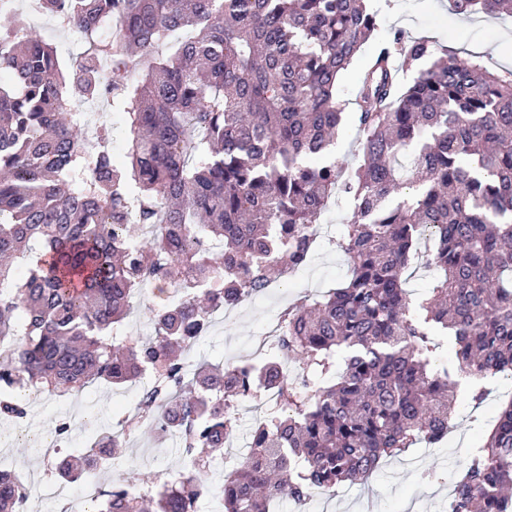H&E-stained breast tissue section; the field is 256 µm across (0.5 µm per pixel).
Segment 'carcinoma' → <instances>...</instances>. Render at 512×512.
I'll use <instances>...</instances> for the list:
<instances>
[{
    "label": "carcinoma",
    "instance_id": "carcinoma-1",
    "mask_svg": "<svg viewBox=\"0 0 512 512\" xmlns=\"http://www.w3.org/2000/svg\"><path fill=\"white\" fill-rule=\"evenodd\" d=\"M458 13L512 17V0H450ZM77 36L63 65L14 0L0 28V420H23L20 389L73 394L155 372L135 415L54 466L73 483L107 468L141 424L202 462L235 435L236 404L275 395L221 489L224 512H272L285 498L355 483L383 458L440 441L456 403L512 373V70L491 71L398 32L379 46L353 113L358 165L324 160L343 119L341 74L377 29L367 0H40ZM122 27L110 39L98 21ZM395 54L426 59L408 85ZM79 102L126 120V163L89 159ZM405 192L402 202L390 198ZM352 215L331 245L350 265L321 300L281 316L268 359L188 371L182 353L213 312L304 269L327 202ZM436 272L413 304V260ZM148 283L178 303L150 309L155 334L122 321ZM457 364L431 367L432 331ZM345 367L331 374L333 359ZM295 362V373L286 363ZM460 375L471 380L459 393ZM101 488L98 512H196L211 493L180 471L132 496ZM0 473V512H24ZM446 512H512V401L462 465Z\"/></svg>",
    "mask_w": 512,
    "mask_h": 512
}]
</instances>
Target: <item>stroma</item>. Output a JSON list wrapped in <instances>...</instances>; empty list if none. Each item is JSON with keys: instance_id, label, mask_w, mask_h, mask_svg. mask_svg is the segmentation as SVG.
I'll use <instances>...</instances> for the list:
<instances>
[{"instance_id": "stroma-1", "label": "stroma", "mask_w": 512, "mask_h": 512, "mask_svg": "<svg viewBox=\"0 0 512 512\" xmlns=\"http://www.w3.org/2000/svg\"><path fill=\"white\" fill-rule=\"evenodd\" d=\"M372 9L378 15V35L361 47L343 73L340 100H354L359 79L380 39L397 30L412 38L431 40L435 47L448 48L463 59L480 57L490 69L512 70V18L483 14L466 18L450 8L449 0H373ZM348 274L345 258L331 247H323L313 254L295 283L272 289L262 301L247 300L229 308L223 321L212 325L189 352L188 361L198 364L250 360L267 323L277 319L298 296L321 298ZM484 384L489 390L484 402L476 408L460 406L455 427L445 441L415 445L399 456L385 459L367 481L317 494L311 503L313 512H445L457 463L469 449L479 446L481 426L492 422L502 404L512 398L511 376L498 374L486 378ZM134 400V387L114 389L103 384L90 385L67 398L47 393L33 395L27 430L0 421V432L8 436L0 445V457L8 458L18 469L34 472L42 484H53L37 445L53 433L56 422L70 420L69 445L79 448L87 438L122 419ZM183 466L177 439L160 436L147 427L131 436L104 480L121 481L136 472L142 485L150 486L163 474L179 471ZM426 472L441 474L442 483L424 481L422 475Z\"/></svg>"}]
</instances>
